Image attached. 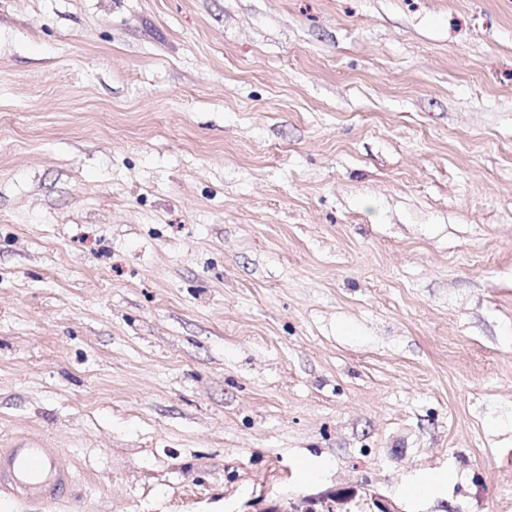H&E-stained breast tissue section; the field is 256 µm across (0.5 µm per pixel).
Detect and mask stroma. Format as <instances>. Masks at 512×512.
<instances>
[{
	"instance_id": "obj_1",
	"label": "stroma",
	"mask_w": 512,
	"mask_h": 512,
	"mask_svg": "<svg viewBox=\"0 0 512 512\" xmlns=\"http://www.w3.org/2000/svg\"><path fill=\"white\" fill-rule=\"evenodd\" d=\"M8 448L72 480L0 512H512V0H0ZM353 495L336 491L326 498L305 500L299 503L289 500L288 506H271L262 512H351L346 505L352 500Z\"/></svg>"
}]
</instances>
